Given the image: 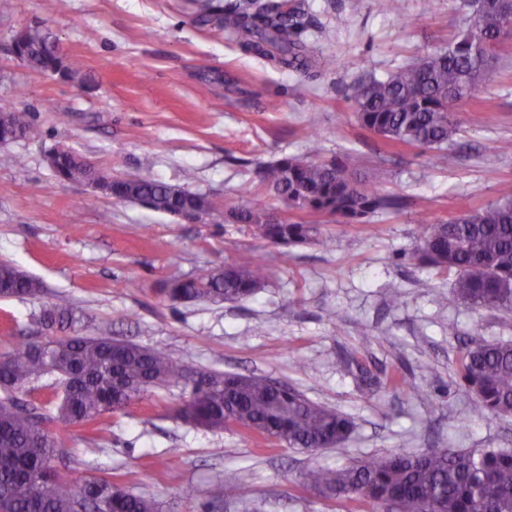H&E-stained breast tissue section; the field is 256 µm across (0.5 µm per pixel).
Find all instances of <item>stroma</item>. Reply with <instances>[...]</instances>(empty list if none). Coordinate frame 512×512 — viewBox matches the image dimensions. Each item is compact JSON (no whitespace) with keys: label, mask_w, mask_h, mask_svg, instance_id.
<instances>
[{"label":"stroma","mask_w":512,"mask_h":512,"mask_svg":"<svg viewBox=\"0 0 512 512\" xmlns=\"http://www.w3.org/2000/svg\"><path fill=\"white\" fill-rule=\"evenodd\" d=\"M298 2L309 65L286 69L198 24L189 0H67L54 14L45 0H0V103L31 116L26 138L0 145V262L43 285L36 297H0V351L37 340L44 305L70 306L82 314L79 333L164 349L194 372L265 376L354 423L344 448L313 454L213 433L178 416L189 390L172 382L109 415L102 431L58 426L54 467L75 484L106 480L162 512H357L358 502L306 489V472L428 448H512V418L473 415L456 372L473 337L512 340V315L460 304L450 279L412 252L421 225L475 212L512 186V36L479 92L454 106L458 131L438 157L364 129L352 95L445 48L469 25L464 0H402L397 16L378 0ZM36 18L81 59L91 84L15 58L12 36ZM314 147L319 159L352 161L356 178L377 177L402 207L363 224L319 217L336 238L327 251L275 246L225 222L226 211L253 202L278 220H304L249 187L259 166ZM56 148L115 178L146 174L203 194L213 209L189 224L59 180L47 162ZM261 261L279 276L247 300L173 303L160 292L202 266ZM353 355L371 384L349 368ZM239 468L252 473L246 492L217 499L225 473Z\"/></svg>","instance_id":"1"}]
</instances>
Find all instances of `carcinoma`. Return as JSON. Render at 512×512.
I'll list each match as a JSON object with an SVG mask.
<instances>
[{
  "mask_svg": "<svg viewBox=\"0 0 512 512\" xmlns=\"http://www.w3.org/2000/svg\"><path fill=\"white\" fill-rule=\"evenodd\" d=\"M201 22L220 35L243 39L244 48L278 57L285 67L308 66V56L293 39L298 7L267 4L250 13L235 4L221 8L213 0H194ZM468 31L448 46L399 67L385 79L360 84L354 109L360 124L393 145L441 150L456 132L452 107L478 90L492 57L480 39L504 34L512 0H471ZM19 51L29 66L61 72L67 80L82 76L81 63L59 47L44 22L18 33ZM48 162L60 179L82 183L87 170L76 156L53 151ZM258 186L289 206L316 215H338L363 224L379 212L400 209L399 196L376 183H359L339 159L282 156L257 171ZM112 198L165 213H206L211 203L196 192L149 176L116 178ZM224 220L246 224L274 245H317L336 241L320 225L279 222L264 205L253 203L226 212ZM420 263L454 276L452 292L474 310L512 313V189L483 209L427 224L416 245ZM273 264L201 267L189 278L166 281L161 292L171 302L198 299L243 300L278 276ZM39 281L8 262L0 263V296L38 295ZM40 321L72 327L77 318L66 308L43 309ZM457 372L473 395L472 412L512 417V341L472 340L465 345ZM54 376L62 388L54 420L80 426L103 423L150 387L183 380L191 387L179 409L186 421L206 430L240 429L288 448L315 452L340 448L353 430L344 414L308 399L290 386L276 390L256 375L208 372L194 378L183 362L159 348L108 336H64L44 343L27 341L0 352V502L9 512H158L156 502L101 480L76 486L51 466L57 448L41 422L53 420L33 396L32 383ZM251 474L225 475L222 489L243 493ZM311 488L327 499L356 498L394 512H512V449L464 451L428 448L418 454L353 459L336 468L308 471Z\"/></svg>",
  "mask_w": 512,
  "mask_h": 512,
  "instance_id": "cac0c4a2",
  "label": "carcinoma"
}]
</instances>
